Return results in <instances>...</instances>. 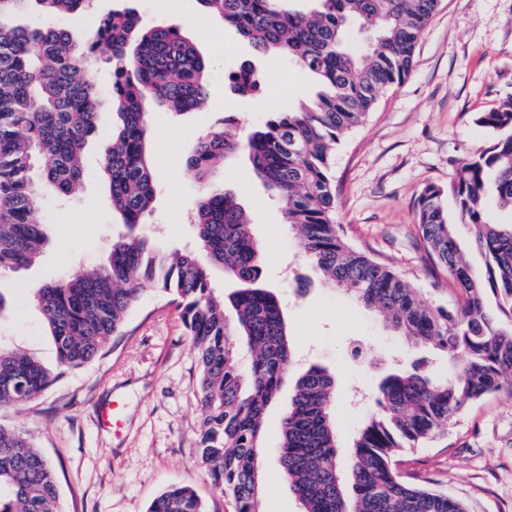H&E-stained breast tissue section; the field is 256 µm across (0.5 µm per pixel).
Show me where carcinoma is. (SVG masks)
<instances>
[{
  "label": "carcinoma",
  "instance_id": "obj_1",
  "mask_svg": "<svg viewBox=\"0 0 512 512\" xmlns=\"http://www.w3.org/2000/svg\"><path fill=\"white\" fill-rule=\"evenodd\" d=\"M92 0H0V276L36 263L50 244L38 221L44 191L78 197L83 153L98 130L94 63L112 74V133L101 168L112 209L126 232L106 261L32 289L57 352V371L14 344L0 342V414L31 403L61 376L101 355L122 335L128 313L148 285L171 298L200 364L197 438L200 464L234 512H261L264 415L293 362L280 302L262 282L259 245L235 195L211 182L233 155L278 192L283 215L326 285L379 312L412 346L447 356L439 381L417 359L386 374L339 465L332 420L336 381L312 365L295 380L283 418L278 462L302 512H466L461 501L400 471L402 456L436 436L471 401L512 380V224L491 222L488 200L512 212V102L476 121L500 132L485 149L457 162L447 187L428 184L416 216L432 259L461 293L448 304L426 301L389 266L355 250L335 223L331 160L340 138L363 125L382 92L410 74L415 48L439 0H199L257 53L280 52L317 81L313 101L268 120L240 139L222 129L198 139L187 168L204 187L192 210L194 251L168 250L136 233L151 212L156 184L150 155L152 104L178 114L207 96L206 62L172 25L141 26L131 9L104 15L95 30L16 25L35 5L56 16L85 11ZM242 95L261 92L249 65L228 75ZM456 200L483 259L462 254L443 197ZM224 270L238 288L222 299L212 274ZM493 297L497 311L486 307ZM251 353L243 366L240 348ZM0 512H60L59 486L47 458L27 438L0 426ZM148 512H205L194 489L174 485Z\"/></svg>",
  "mask_w": 512,
  "mask_h": 512
}]
</instances>
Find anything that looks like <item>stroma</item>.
Instances as JSON below:
<instances>
[{
  "label": "stroma",
  "mask_w": 512,
  "mask_h": 512,
  "mask_svg": "<svg viewBox=\"0 0 512 512\" xmlns=\"http://www.w3.org/2000/svg\"><path fill=\"white\" fill-rule=\"evenodd\" d=\"M188 0H96L82 23L91 29L102 14L137 11L148 26L170 24L209 63L208 94L184 114L156 109L151 151L157 197L141 224L142 236L172 248L194 243L188 215L201 191L185 166L188 150L202 136L238 119L247 134L311 99L317 87L299 65L272 53H255L227 33L211 38L221 19L200 12L197 28L182 24ZM249 64L266 81L254 97L235 94L228 73ZM100 135L86 148L84 192L61 203L46 195L39 213L52 226V241L40 263L0 282L14 299L0 316V336L34 354L46 366L56 350L28 293L39 286L102 262L124 226L109 202L101 169V134L112 128L107 91L110 71L99 65ZM512 100V0H441L415 50L406 81L384 92L368 120L346 133L332 157L336 179L335 220L356 249L387 264L426 300L453 301L448 274L430 262L415 213L416 199L431 183L447 185L467 153L491 145L493 129L477 123L480 113ZM214 182L232 190L254 222L262 278L278 296L296 350L278 400L262 432V512H300L277 461L282 419L299 372L328 369L339 386L332 408L340 448L351 445L385 371L423 359L438 379L449 376L446 357L411 351L374 310L345 292L327 288L288 228L280 205L245 158L217 167ZM361 344L364 359L354 358ZM197 358L179 313L167 297L145 290L110 350L68 372L33 405L17 407L0 423L29 438L59 477L61 512H146L173 485L191 486L205 512H234L197 462L200 412L195 400ZM119 403L123 427H99L95 412ZM402 470L425 478L430 488L461 500L467 512H512V389L469 403L445 433L408 452Z\"/></svg>",
  "instance_id": "35a3bbf8"
}]
</instances>
